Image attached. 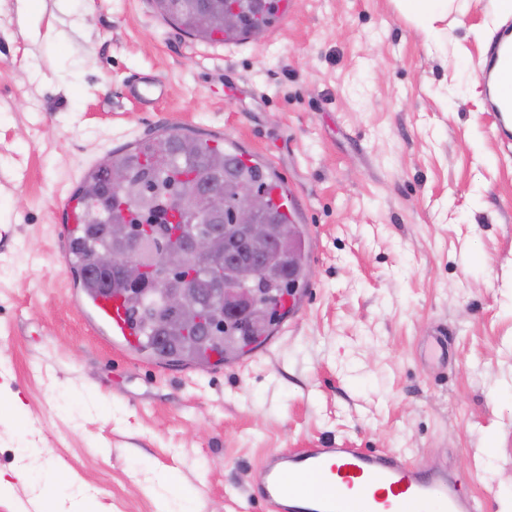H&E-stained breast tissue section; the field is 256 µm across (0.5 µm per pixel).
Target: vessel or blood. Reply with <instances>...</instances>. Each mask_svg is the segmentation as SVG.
Instances as JSON below:
<instances>
[{"mask_svg":"<svg viewBox=\"0 0 512 512\" xmlns=\"http://www.w3.org/2000/svg\"><path fill=\"white\" fill-rule=\"evenodd\" d=\"M85 304L113 336L137 347L120 296L90 292ZM254 493L272 512H483L480 500L447 472L419 469L393 452L351 447L272 453Z\"/></svg>","mask_w":512,"mask_h":512,"instance_id":"obj_1","label":"vessel or blood"}]
</instances>
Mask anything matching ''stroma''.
I'll use <instances>...</instances> for the list:
<instances>
[{"label": "stroma", "mask_w": 512, "mask_h": 512, "mask_svg": "<svg viewBox=\"0 0 512 512\" xmlns=\"http://www.w3.org/2000/svg\"><path fill=\"white\" fill-rule=\"evenodd\" d=\"M459 5L427 33L393 0H288L224 43L150 0H0V473L30 475L0 512H270L262 458L308 447L512 512V148L472 85L489 0ZM169 129L274 162L307 251L293 309L221 363L113 341L58 260L83 167Z\"/></svg>", "instance_id": "obj_1"}]
</instances>
